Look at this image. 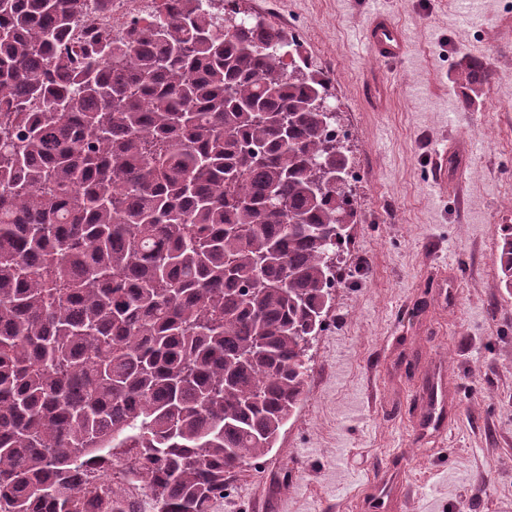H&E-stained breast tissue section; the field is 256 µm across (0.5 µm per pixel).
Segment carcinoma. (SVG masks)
<instances>
[{"label":"carcinoma","mask_w":512,"mask_h":512,"mask_svg":"<svg viewBox=\"0 0 512 512\" xmlns=\"http://www.w3.org/2000/svg\"><path fill=\"white\" fill-rule=\"evenodd\" d=\"M89 6L0 0V512H134L115 448L155 512H211L301 401L348 150L283 29L165 0L74 44ZM495 263L512 288L511 224Z\"/></svg>","instance_id":"carcinoma-1"}]
</instances>
